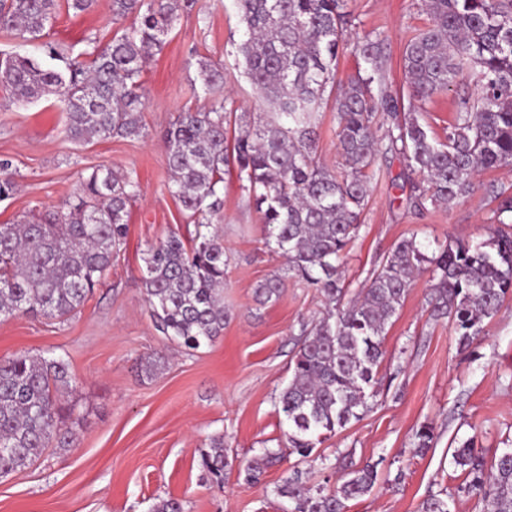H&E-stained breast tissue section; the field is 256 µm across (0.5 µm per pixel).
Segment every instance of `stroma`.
<instances>
[{"label": "stroma", "instance_id": "35a3bbf8", "mask_svg": "<svg viewBox=\"0 0 512 512\" xmlns=\"http://www.w3.org/2000/svg\"><path fill=\"white\" fill-rule=\"evenodd\" d=\"M345 9L348 39L380 35L382 73L394 92L409 96L402 52L430 22L423 0H346ZM129 25L113 21L111 0H97L89 12L60 8L49 38L79 51L92 39L109 42ZM244 30L235 0H190L180 9L165 46L142 74L145 130L139 137L73 142L53 97L18 106L0 85V156L12 160L16 182L15 193L0 200V224L61 206L79 173L101 164L131 173L141 186L127 207L120 259L79 313L65 321L0 317V360L19 354L67 360L80 419L72 447L46 449L27 469L0 479V512H153L164 499L181 501L184 512H287L288 500L275 493L281 479L298 469L311 486L333 489L342 475L336 458L348 451L358 464L378 465L376 485L351 500L349 512H418L428 495L439 493L453 512H481V503L463 491L464 474L451 453L470 439L488 460L512 447V296L463 349L451 321L430 317V273L417 276L387 328L370 411L328 436L310 458L284 457L255 484L239 477L238 466L284 442L278 396L291 377L300 326L321 317L324 301L264 247L261 216L244 205L235 173L224 176V208L209 226L223 237L229 258L223 335L188 352L155 328L142 285L147 246L172 232L189 240L199 230L168 190L162 136L179 112L205 107L198 79L203 60L223 62L224 93L245 122L268 112L238 65ZM473 89L469 75H460L452 90L413 110L443 134L460 95ZM376 167L363 227L345 259L350 299L401 239L414 238L428 255L448 240L486 239L489 190L512 184V171H487L466 202L417 212L402 188L404 160L386 155ZM275 273L283 276L280 298L259 304L256 285ZM147 361L157 365L148 377L139 372ZM424 424L433 429L434 446L418 455L414 434ZM217 434L230 461L220 487L200 465Z\"/></svg>", "mask_w": 512, "mask_h": 512}]
</instances>
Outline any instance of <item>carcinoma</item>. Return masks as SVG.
<instances>
[{
  "instance_id": "carcinoma-1",
  "label": "carcinoma",
  "mask_w": 512,
  "mask_h": 512,
  "mask_svg": "<svg viewBox=\"0 0 512 512\" xmlns=\"http://www.w3.org/2000/svg\"><path fill=\"white\" fill-rule=\"evenodd\" d=\"M244 39L239 64L275 118L242 128L234 102L222 95L224 64L199 62L205 111L185 110L164 134L170 193L187 222L207 224L224 208V170L237 171L247 204L261 215L263 244L286 260L288 272L326 300L321 320L304 324L292 377L278 397L288 425L284 447L264 450L242 467L256 482L284 455L310 456L326 436L369 409V388L384 356L386 326L402 308L413 274L428 265L434 281L430 316L448 318L467 347L512 294V186L494 187L487 240L450 241L428 256L412 238L399 241L360 297L344 301L342 264L359 236L372 192L377 153L406 160L408 200L414 208L468 199L477 177L512 167V0H427L430 24L405 45L410 97L428 100L470 73L475 98L461 99L443 137L428 133L405 111L397 93L375 78L383 40L365 37L355 55L370 66L336 80L339 53L348 49L344 0H237ZM58 0H0V28L16 50L0 54V84L17 103L54 97L67 137L76 142L142 134L145 90L141 76L163 48L180 0H112V20L133 18L121 35L72 55L46 42L47 62L26 47L45 36ZM334 103L343 168L316 159L319 117ZM382 118L377 134L376 119ZM15 188L12 161L0 158V199ZM140 195L129 173L100 165L80 174L61 206L20 224H0V317L77 311L102 283L127 235V204ZM142 284L151 317L166 338L187 349L213 344L224 332V273L228 257L218 234H198L192 246L175 232L148 245ZM277 274L256 288L259 303L279 299ZM72 393L62 358L19 355L0 361V473L29 466L47 448L73 445L76 422L61 398ZM347 479L332 490L312 488L298 469L276 486L292 512H347V502L370 493L377 465L337 458ZM464 489L483 512H512V448L486 466L472 440L452 452ZM224 436L210 439L201 467L224 485ZM419 512H452L430 495Z\"/></svg>"
}]
</instances>
